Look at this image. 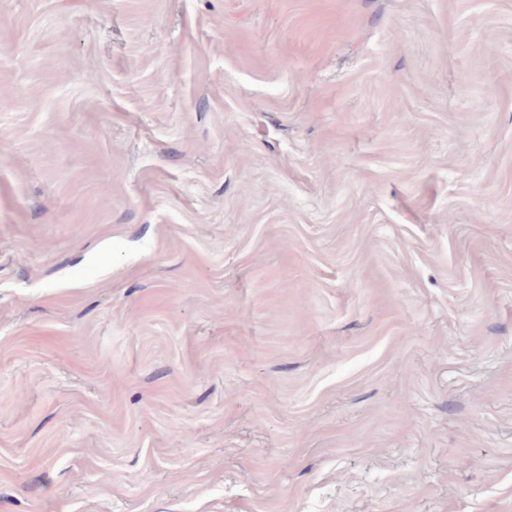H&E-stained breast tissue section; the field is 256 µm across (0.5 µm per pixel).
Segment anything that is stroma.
I'll return each mask as SVG.
<instances>
[{
  "label": "stroma",
  "mask_w": 512,
  "mask_h": 512,
  "mask_svg": "<svg viewBox=\"0 0 512 512\" xmlns=\"http://www.w3.org/2000/svg\"><path fill=\"white\" fill-rule=\"evenodd\" d=\"M0 512H512V0H0Z\"/></svg>",
  "instance_id": "obj_1"
}]
</instances>
